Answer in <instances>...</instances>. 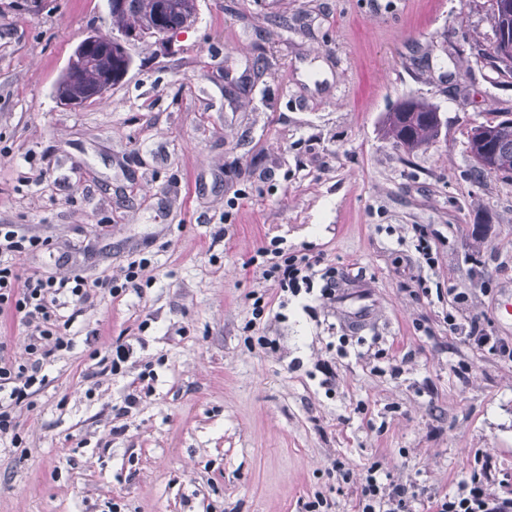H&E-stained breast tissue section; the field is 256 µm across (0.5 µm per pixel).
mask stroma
Listing matches in <instances>:
<instances>
[{
	"label": "stroma",
	"instance_id": "1",
	"mask_svg": "<svg viewBox=\"0 0 512 512\" xmlns=\"http://www.w3.org/2000/svg\"><path fill=\"white\" fill-rule=\"evenodd\" d=\"M491 25L490 0H198L70 109L56 84L85 36L115 34L107 0H0V224L86 247L91 275L150 261L18 407L0 512H305L318 492L356 512L374 464L427 512L475 464L494 489L512 475V362L447 320L512 341V176L467 150L512 113V77L476 50ZM409 97L444 126L407 155L381 125ZM271 245L334 267L335 297L259 280L245 263ZM263 292L281 302L256 322ZM116 341L114 375L91 353Z\"/></svg>",
	"mask_w": 512,
	"mask_h": 512
}]
</instances>
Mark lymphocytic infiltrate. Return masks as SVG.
Segmentation results:
<instances>
[{
  "label": "lymphocytic infiltrate",
  "instance_id": "1",
  "mask_svg": "<svg viewBox=\"0 0 512 512\" xmlns=\"http://www.w3.org/2000/svg\"><path fill=\"white\" fill-rule=\"evenodd\" d=\"M49 239L28 234L21 225L0 224V314L16 319L28 331L25 360H18L10 345L0 338V438L17 427L15 408L44 386L40 372L57 352L72 349L66 334L75 316L97 296L119 297L138 287L147 259L131 258L121 276L93 277L80 272L67 277L23 272L22 255L50 248ZM260 279L277 283L281 291L300 295L333 293L336 273L320 269L319 259L277 247L258 249L247 261ZM322 288H315V280ZM414 493L401 484L381 485L375 468H368L361 483L358 512H412ZM431 512H512V498L488 493L483 471L471 470L453 497L433 500Z\"/></svg>",
  "mask_w": 512,
  "mask_h": 512
}]
</instances>
